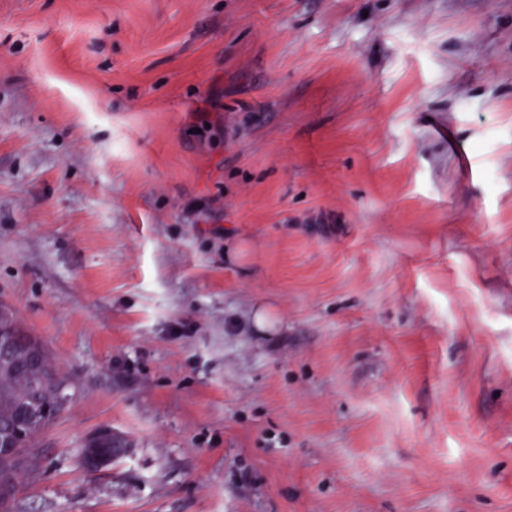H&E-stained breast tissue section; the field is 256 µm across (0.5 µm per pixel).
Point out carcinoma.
Instances as JSON below:
<instances>
[{
  "label": "carcinoma",
  "instance_id": "carcinoma-1",
  "mask_svg": "<svg viewBox=\"0 0 512 512\" xmlns=\"http://www.w3.org/2000/svg\"><path fill=\"white\" fill-rule=\"evenodd\" d=\"M23 337L16 344L9 363L0 365V426H20L19 436L4 435L0 446V481L8 485V493H0V512H11L27 460L33 444L51 425L44 417L25 418L24 406L29 401L39 407L63 413L73 399V382L53 365L50 353L43 342L32 335L9 307L0 305V339ZM123 447L122 440L109 433L93 442H86L87 452L100 457L103 464L112 462V447Z\"/></svg>",
  "mask_w": 512,
  "mask_h": 512
}]
</instances>
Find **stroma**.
<instances>
[{"label": "stroma", "instance_id": "35a3bbf8", "mask_svg": "<svg viewBox=\"0 0 512 512\" xmlns=\"http://www.w3.org/2000/svg\"><path fill=\"white\" fill-rule=\"evenodd\" d=\"M0 303L13 512H512V0H0ZM14 335L23 336L24 341L16 344L11 360L7 353L8 346H1L4 362L0 365V426L5 429L20 425L19 436L4 435L0 443V483L8 485L7 494L0 493V512H11V503L15 498L18 484L33 444L62 414L73 399V382L67 375L60 373L53 365L50 353L43 342L33 336L20 322L16 313L9 307L0 305V339L9 341ZM36 353L38 360L32 362L30 354ZM29 400L39 407L56 410L57 416L48 421L44 417L24 418L23 408ZM19 426L16 427V431ZM112 445H115L117 448H123L122 440L116 436L110 430V433L101 437L93 442L87 441L84 445L83 452H89L100 457L103 465H107L117 458L112 457Z\"/></svg>", "mask_w": 512, "mask_h": 512}]
</instances>
